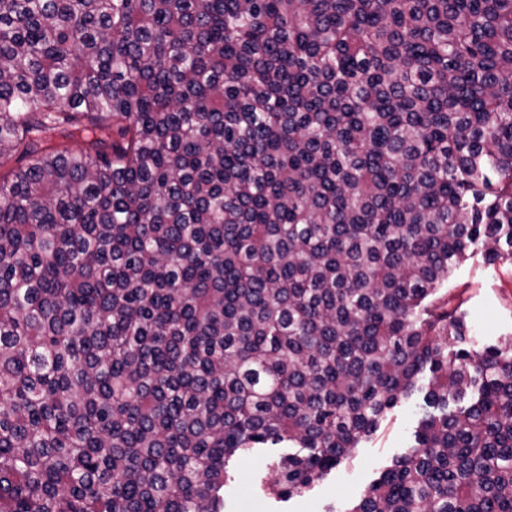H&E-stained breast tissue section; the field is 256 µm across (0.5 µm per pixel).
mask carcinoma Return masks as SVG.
I'll use <instances>...</instances> for the list:
<instances>
[{
  "instance_id": "1",
  "label": "carcinoma",
  "mask_w": 512,
  "mask_h": 512,
  "mask_svg": "<svg viewBox=\"0 0 512 512\" xmlns=\"http://www.w3.org/2000/svg\"><path fill=\"white\" fill-rule=\"evenodd\" d=\"M0 512H512V338L439 294L512 258V0H0ZM423 404V394L419 393L400 400L387 412L379 429L364 438L326 480L290 499L278 498L267 489L276 448L253 449L232 466L224 487L225 511L343 512L349 503L359 500L393 458L413 444Z\"/></svg>"
}]
</instances>
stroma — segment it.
Instances as JSON below:
<instances>
[{
    "instance_id": "obj_1",
    "label": "stroma",
    "mask_w": 512,
    "mask_h": 512,
    "mask_svg": "<svg viewBox=\"0 0 512 512\" xmlns=\"http://www.w3.org/2000/svg\"><path fill=\"white\" fill-rule=\"evenodd\" d=\"M444 290L466 314L467 347L481 350L512 337V263L475 251L449 277ZM422 405L419 393L400 400L379 429L364 438L326 480L289 499L278 498L267 488L272 449L257 448L242 455L224 487L226 512H344L393 458L412 445Z\"/></svg>"
}]
</instances>
